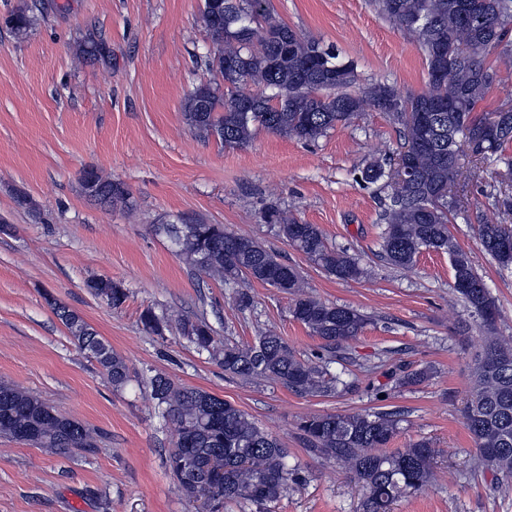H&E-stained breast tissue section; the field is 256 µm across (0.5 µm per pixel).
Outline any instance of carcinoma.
Returning <instances> with one entry per match:
<instances>
[{
  "mask_svg": "<svg viewBox=\"0 0 512 512\" xmlns=\"http://www.w3.org/2000/svg\"><path fill=\"white\" fill-rule=\"evenodd\" d=\"M374 9L392 25L415 37L424 57L427 89L401 92L374 83L353 92L358 74L355 62L331 47L306 38L296 29L274 20L267 0H203L202 18L212 49L201 57L205 67L218 72L224 88L197 87L186 99L184 117L190 130L206 140L215 137L226 147L248 144L258 128L282 137L315 140L338 123H348L368 107L377 108L402 125L405 141L414 132L407 113L424 112L432 118L429 139L400 156L413 178H390L394 159H375L360 169V180L387 194L381 214L380 256L387 263L411 269L422 250L448 254L454 290L481 320L486 336L474 356L471 387L464 410L466 427L477 461L504 478H512V340L493 335L498 308L486 283L467 253L451 235L448 224L458 199L434 195L460 185L466 159H494L512 171V112L496 110L503 127L488 135L485 116L476 110L496 80L487 66L490 54L511 57L507 36L512 30V0H373ZM38 0L12 15L5 24L15 34L26 32ZM83 57L107 63L110 51L101 37L91 36L81 48ZM445 71V82L430 77ZM261 88L252 92L248 87ZM82 188L89 198L107 205H125L129 193L122 183L96 170L83 174ZM266 219L297 251L326 273L343 281H359L367 270L344 249L327 243L316 224H300L276 208ZM176 255L205 276L235 289L238 305L247 308L254 281L293 296L292 317L322 340L315 359L297 356L276 333L266 331L252 343L220 348L206 321L181 323V331L196 348L224 367V374L251 380L265 378L298 393L337 394L348 384L328 372V365L347 358L349 343L368 317L345 305L322 301L305 293L300 271L281 261L258 242L227 231L222 224H194L178 231L173 224H157ZM478 238L484 251L501 269L512 270V224L483 222ZM94 295L118 308L127 295L117 283L92 289ZM71 340L87 352L116 389L129 381L126 360L99 338L85 319L48 299ZM151 395L174 425L168 468L189 498L203 500L205 512H224L230 502H249L266 512L288 486L305 481L301 467L288 466V449L246 413L223 399L175 384L163 374L149 379ZM397 410L309 414L298 424L299 438L312 455L348 468L362 488L358 512H390L405 495L429 481L435 450L418 439L390 453L387 447L399 431ZM0 435L30 442L54 453L72 449L91 452L92 432L60 413L39 397L0 382Z\"/></svg>",
  "mask_w": 512,
  "mask_h": 512,
  "instance_id": "obj_1",
  "label": "carcinoma"
}]
</instances>
